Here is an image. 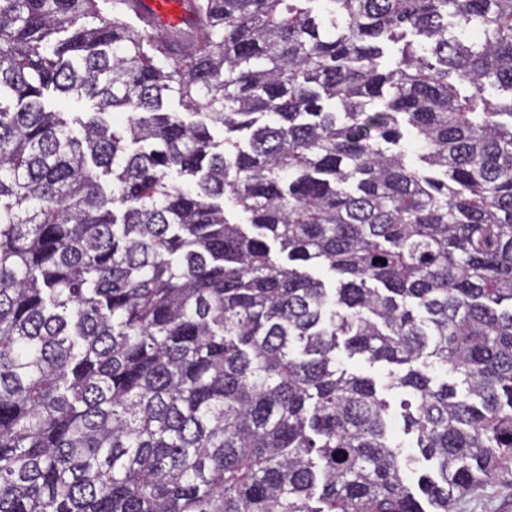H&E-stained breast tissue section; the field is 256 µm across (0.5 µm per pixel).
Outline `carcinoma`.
<instances>
[{
  "label": "carcinoma",
  "mask_w": 512,
  "mask_h": 512,
  "mask_svg": "<svg viewBox=\"0 0 512 512\" xmlns=\"http://www.w3.org/2000/svg\"><path fill=\"white\" fill-rule=\"evenodd\" d=\"M182 2L0 0V512H455L512 468V0ZM152 13L160 16L163 22L176 24L180 22L183 10L177 0H142L136 16L146 21Z\"/></svg>",
  "instance_id": "carcinoma-1"
}]
</instances>
